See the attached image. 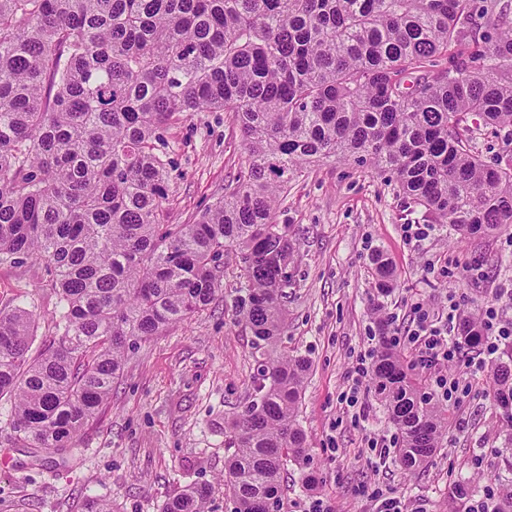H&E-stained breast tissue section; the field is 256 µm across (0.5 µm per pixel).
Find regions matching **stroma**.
I'll use <instances>...</instances> for the list:
<instances>
[{"mask_svg": "<svg viewBox=\"0 0 512 512\" xmlns=\"http://www.w3.org/2000/svg\"><path fill=\"white\" fill-rule=\"evenodd\" d=\"M167 223L199 217L234 185L241 135L227 114L195 112L166 133ZM276 219L303 231L294 256L297 284L288 291L286 350L310 358L299 421L307 434V467L287 463L278 512H376L382 489L403 512H467L456 493L467 482L481 498L504 478L507 422L487 373L463 374L446 401L448 432L427 467L406 474L395 460L376 466L369 440L397 437L371 383L362 408L347 406L358 362L373 364L378 319L370 261L383 253L397 286L385 304L391 335L404 331L415 306L431 314L475 311L497 297L512 320V228L471 241L447 224L408 242L406 224L423 209L399 193L390 174L354 161L307 167L289 187ZM57 296L43 264L25 255L0 259V309L33 312L36 344L52 334ZM259 354L223 302L143 341L130 354L104 413L89 424L74 454L25 448L0 429V512H80L84 497L111 500L114 512H161L187 486H209L210 512H234L224 486L228 444L224 420L251 393Z\"/></svg>", "mask_w": 512, "mask_h": 512, "instance_id": "1", "label": "stroma"}]
</instances>
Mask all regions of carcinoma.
Returning a JSON list of instances; mask_svg holds the SVG:
<instances>
[{
	"instance_id": "carcinoma-1",
	"label": "carcinoma",
	"mask_w": 512,
	"mask_h": 512,
	"mask_svg": "<svg viewBox=\"0 0 512 512\" xmlns=\"http://www.w3.org/2000/svg\"><path fill=\"white\" fill-rule=\"evenodd\" d=\"M185 112H227L247 166L200 218L165 223L166 130ZM503 133L491 166L467 119ZM355 160L392 174L409 203L463 238L512 225V18L500 0H0V255L42 262L55 334L29 354L33 314L0 310V401L10 440L64 452L112 397L137 345L224 294L264 350L253 392L226 421L224 486L235 512L279 503L284 462L306 465L297 423L308 359L279 351L300 229L276 222L307 166ZM374 310L395 272L372 258ZM458 336L483 330L463 316ZM512 420V347L489 369ZM374 393L399 431L395 460L421 471L448 413L381 336ZM191 487L162 512H209ZM81 512H112L86 497ZM495 512H512V482Z\"/></svg>"
}]
</instances>
